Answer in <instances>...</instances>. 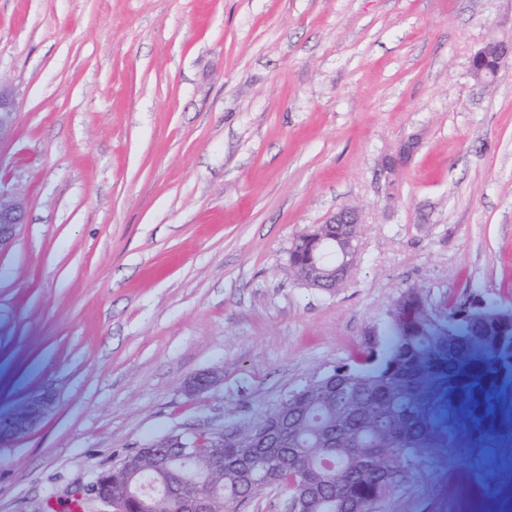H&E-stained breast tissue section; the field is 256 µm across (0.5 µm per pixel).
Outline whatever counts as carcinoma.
Segmentation results:
<instances>
[{"instance_id": "cac0c4a2", "label": "carcinoma", "mask_w": 512, "mask_h": 512, "mask_svg": "<svg viewBox=\"0 0 512 512\" xmlns=\"http://www.w3.org/2000/svg\"><path fill=\"white\" fill-rule=\"evenodd\" d=\"M336 237V264L353 266L357 225H321ZM420 293L408 287L388 312L389 336L360 346L348 365L288 396V423L280 444L264 453L253 436L280 408L258 421L213 435H189L190 457L165 450L162 466L136 449L133 470L112 468V512H180L165 488L180 483L205 499L208 512L278 487L301 512H359L385 498L403 477L406 461L424 448L454 446L464 409L486 408L498 377L512 371V353L499 341L512 336V302L464 309L456 300L436 313L428 302L406 313Z\"/></svg>"}]
</instances>
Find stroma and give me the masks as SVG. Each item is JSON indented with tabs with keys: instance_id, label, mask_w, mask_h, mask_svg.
Instances as JSON below:
<instances>
[{
	"instance_id": "obj_1",
	"label": "stroma",
	"mask_w": 512,
	"mask_h": 512,
	"mask_svg": "<svg viewBox=\"0 0 512 512\" xmlns=\"http://www.w3.org/2000/svg\"><path fill=\"white\" fill-rule=\"evenodd\" d=\"M492 38L512 0H0L26 209L0 413L54 399L0 446V512H71L150 440L258 419L385 339L403 288L512 301V61L488 88L469 65ZM346 205L349 279L310 287L291 243ZM406 469L374 512H512V379Z\"/></svg>"
}]
</instances>
